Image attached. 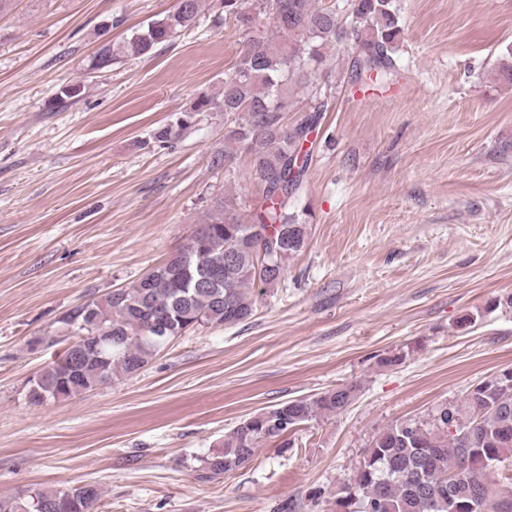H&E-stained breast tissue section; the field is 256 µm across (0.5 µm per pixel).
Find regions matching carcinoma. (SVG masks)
Returning <instances> with one entry per match:
<instances>
[{"label":"carcinoma","mask_w":512,"mask_h":512,"mask_svg":"<svg viewBox=\"0 0 512 512\" xmlns=\"http://www.w3.org/2000/svg\"><path fill=\"white\" fill-rule=\"evenodd\" d=\"M395 0H351L343 15L316 6V0H221L224 18L245 31L231 74L224 76L218 99L202 96L192 111L234 116L224 131V146L213 150L210 166L230 169L237 154L249 156L251 175L262 187V202L247 218L235 201L217 196L201 222L206 240L188 242L162 264L127 287L118 300L108 293L74 306L62 318L72 332L63 354L31 381L29 399H67L90 392L118 374L141 370L169 342L202 325L238 324L256 309V288L278 282L288 259L306 249L309 225L288 212L299 191L309 154V135L328 109L332 74L324 71L326 50L352 42L353 72L394 75L393 51L400 35ZM203 0L179 5L123 44H105L92 60L96 70L124 57H140L193 26ZM275 9L271 27L260 17ZM295 80L307 89L303 118L289 124L286 87ZM261 226L266 237L253 239ZM269 266L255 264L260 251ZM227 272L224 284H198L204 275ZM167 317L166 336L147 332L149 320ZM121 337L104 358L81 356L84 337L104 330ZM358 386L342 384L308 397L291 399L256 412L224 436V450L204 460L200 478L208 480L245 466L264 442L283 441L295 427L321 415H337L357 398ZM474 416L472 441L448 431V411ZM512 464V368L501 385L480 382L460 401L443 403L423 419L391 424L365 451L353 476L336 489L335 512H512V489H498L495 475ZM101 490L84 484L37 492L28 497L0 494V512H96Z\"/></svg>","instance_id":"carcinoma-1"}]
</instances>
